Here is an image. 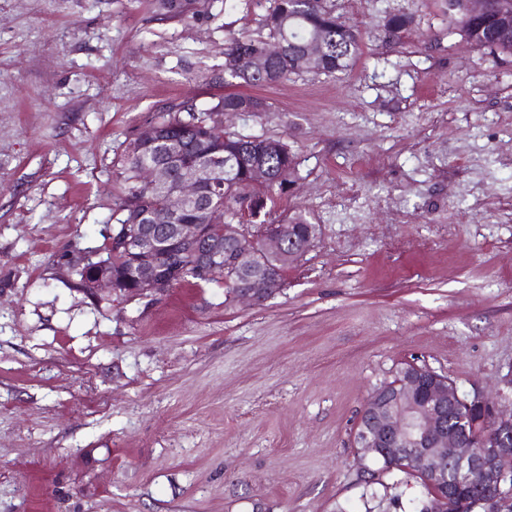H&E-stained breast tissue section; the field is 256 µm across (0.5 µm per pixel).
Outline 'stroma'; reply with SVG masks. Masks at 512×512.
<instances>
[{
	"label": "stroma",
	"mask_w": 512,
	"mask_h": 512,
	"mask_svg": "<svg viewBox=\"0 0 512 512\" xmlns=\"http://www.w3.org/2000/svg\"><path fill=\"white\" fill-rule=\"evenodd\" d=\"M327 5L366 35L349 74L223 118L287 135L276 209L319 226L251 305L90 290L67 260L154 114L224 94L266 0H0V512H414L353 445L371 392L411 362L512 413V54L447 37L445 0ZM402 11L421 25L384 42Z\"/></svg>",
	"instance_id": "35a3bbf8"
}]
</instances>
